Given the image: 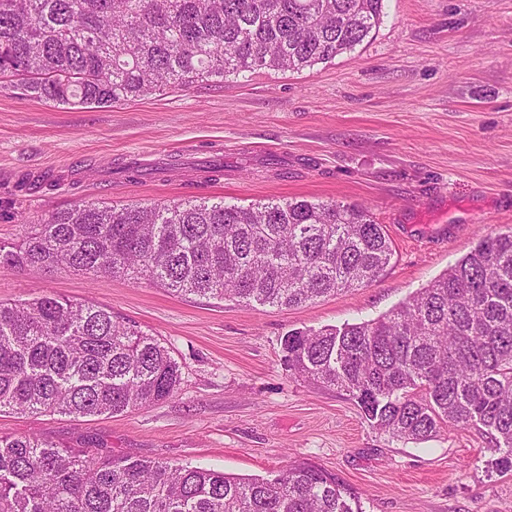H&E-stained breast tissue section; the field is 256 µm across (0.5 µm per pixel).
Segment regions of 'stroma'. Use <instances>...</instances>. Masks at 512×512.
Wrapping results in <instances>:
<instances>
[{
  "label": "stroma",
  "instance_id": "obj_1",
  "mask_svg": "<svg viewBox=\"0 0 512 512\" xmlns=\"http://www.w3.org/2000/svg\"><path fill=\"white\" fill-rule=\"evenodd\" d=\"M355 51L299 72L62 106L0 85V243L87 201L288 198L361 204L384 224L373 283L288 308L178 296L144 280L0 268V301L53 294L137 325L181 366L178 392L117 416L0 413V436L99 439L133 459L336 478L362 512H512V473L474 430L424 441L372 427L354 399L289 372L292 330L377 318L487 236L512 231V0H384Z\"/></svg>",
  "mask_w": 512,
  "mask_h": 512
}]
</instances>
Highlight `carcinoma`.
Here are the masks:
<instances>
[{"mask_svg": "<svg viewBox=\"0 0 512 512\" xmlns=\"http://www.w3.org/2000/svg\"><path fill=\"white\" fill-rule=\"evenodd\" d=\"M384 0H0V78L58 105L110 106L256 70L302 71L353 51ZM393 257L358 204L247 207L184 200L77 202L51 213L0 267H63L177 294L293 307L369 284ZM288 371L348 393L374 427L426 440L475 429L512 471V233L482 239L377 319L291 331ZM170 350L112 311L54 295L0 301V411L122 414L181 385ZM0 512H360L299 463L274 477L116 457L0 436Z\"/></svg>", "mask_w": 512, "mask_h": 512, "instance_id": "1", "label": "carcinoma"}]
</instances>
